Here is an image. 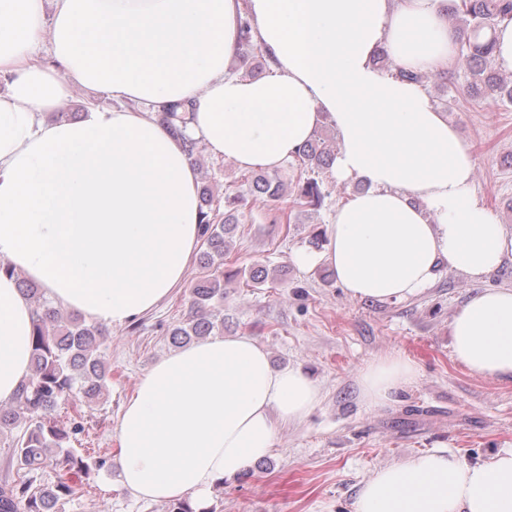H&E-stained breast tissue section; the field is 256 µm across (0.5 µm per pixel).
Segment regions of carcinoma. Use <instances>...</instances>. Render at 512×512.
Segmentation results:
<instances>
[{"label": "carcinoma", "mask_w": 512, "mask_h": 512, "mask_svg": "<svg viewBox=\"0 0 512 512\" xmlns=\"http://www.w3.org/2000/svg\"><path fill=\"white\" fill-rule=\"evenodd\" d=\"M448 17L461 19L453 26L459 38V52L470 78L466 92L472 98L512 101V82L495 67L496 27L512 20V0H448ZM242 46L240 62L262 51L253 37L249 17L240 22ZM160 119L175 137L182 140L189 156L197 153V142L188 133L190 108L185 103L171 104L159 113ZM336 155L334 142L313 137L295 156L299 176L294 187L292 206L318 207L326 196L321 178ZM246 193L254 198L277 201L284 192L278 172L241 175ZM244 193V194H246ZM202 251L200 272L190 285L191 306L187 318L169 331L172 343L186 345L195 339L224 331V266L227 238L239 224L244 194L236 189L224 191V206H219L212 187L203 182L200 190ZM224 213H219V209ZM0 271L17 277L18 288L33 306L34 331L30 376L7 407L0 406V433L23 425L17 435L5 437L10 456L8 471L0 478V512H63L64 505L79 496L90 473L107 460L93 459L72 452L54 476L37 481L52 460L53 449L84 431L81 401L97 400L110 391L112 368L105 361V328L82 316L55 308L39 285L26 279L9 263L0 261ZM270 271L262 265L249 270H234L232 277L244 279L256 288L265 284ZM68 405L72 413L59 409Z\"/></svg>", "instance_id": "1"}]
</instances>
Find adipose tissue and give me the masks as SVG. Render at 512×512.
Here are the masks:
<instances>
[{"label":"adipose tissue","mask_w":512,"mask_h":512,"mask_svg":"<svg viewBox=\"0 0 512 512\" xmlns=\"http://www.w3.org/2000/svg\"><path fill=\"white\" fill-rule=\"evenodd\" d=\"M448 0H0V257L56 308L119 328L184 282L201 241L198 179L157 112L193 104L188 130L244 168L296 156L322 122L332 165L365 191L337 208L323 253L354 299L407 300L441 263L481 280L512 260V233L479 199L474 155L420 84L375 65L448 68L458 50ZM268 68L229 72L242 11ZM99 98L77 121L48 115L73 84ZM33 310L0 273V404L30 373ZM454 358L512 380V286L468 299L450 324ZM417 366L388 356L359 374L377 405ZM320 386L274 367L252 336H212L157 361L137 380L115 428L121 485L133 497L207 495L267 456L279 427L299 425ZM352 512H512V449L472 463L426 451L376 469Z\"/></svg>","instance_id":"adipose-tissue-1"}]
</instances>
